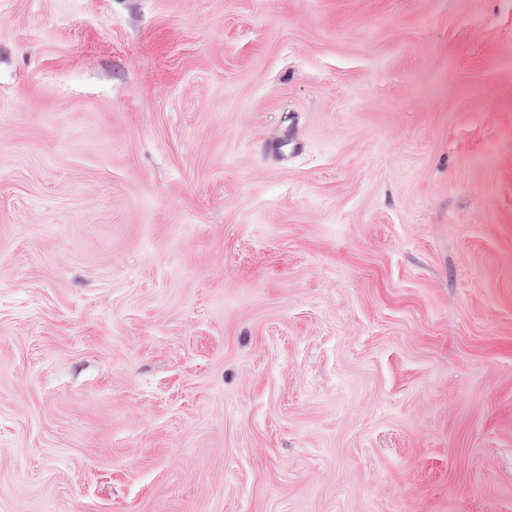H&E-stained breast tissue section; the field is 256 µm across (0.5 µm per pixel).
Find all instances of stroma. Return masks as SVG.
<instances>
[{
	"label": "stroma",
	"mask_w": 512,
	"mask_h": 512,
	"mask_svg": "<svg viewBox=\"0 0 512 512\" xmlns=\"http://www.w3.org/2000/svg\"><path fill=\"white\" fill-rule=\"evenodd\" d=\"M0 512H512V0H0Z\"/></svg>",
	"instance_id": "stroma-1"
}]
</instances>
